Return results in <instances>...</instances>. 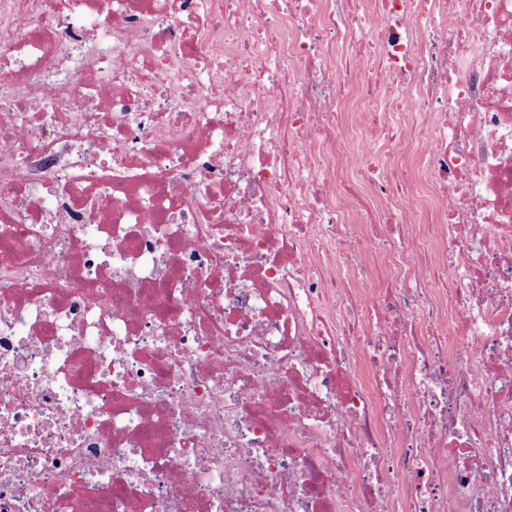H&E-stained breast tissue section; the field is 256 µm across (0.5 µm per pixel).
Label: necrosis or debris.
<instances>
[{
    "label": "necrosis or debris",
    "mask_w": 512,
    "mask_h": 512,
    "mask_svg": "<svg viewBox=\"0 0 512 512\" xmlns=\"http://www.w3.org/2000/svg\"><path fill=\"white\" fill-rule=\"evenodd\" d=\"M0 512H512V0H0Z\"/></svg>",
    "instance_id": "necrosis-or-debris-1"
}]
</instances>
